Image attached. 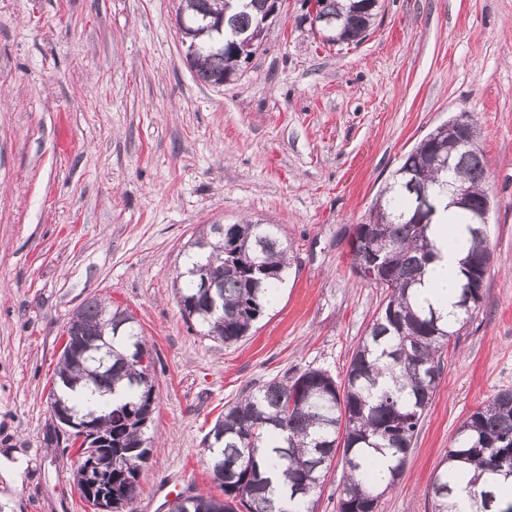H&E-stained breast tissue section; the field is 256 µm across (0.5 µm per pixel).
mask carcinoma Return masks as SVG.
Listing matches in <instances>:
<instances>
[{"label": "carcinoma", "instance_id": "1", "mask_svg": "<svg viewBox=\"0 0 512 512\" xmlns=\"http://www.w3.org/2000/svg\"><path fill=\"white\" fill-rule=\"evenodd\" d=\"M336 16L332 44L361 43L381 6L374 0H325ZM268 0H183L178 26L186 61L199 79L215 84L236 74L260 45L258 20ZM224 19V28L212 18ZM450 159L436 156L448 141V126L430 131L405 154L378 192L367 215L368 231L349 240L352 259L380 255L392 279L376 284L384 297L367 336L353 351L338 382L326 371L307 369L290 379L273 378L224 408L207 434L206 464L224 498L183 496L171 512H315V494L337 450L345 479L339 512H378L402 474L443 371V353L480 309L493 262L489 235L469 225L471 245L462 262L457 316L449 321L431 303L418 301L427 265L435 257L431 224L448 187L476 201L489 198V173L478 145ZM206 267L223 317L206 318L208 291L195 287L192 270ZM290 265L278 225L260 221L212 224L188 248L176 294L181 314L203 335L230 345L248 335L281 288ZM81 332L80 352L61 354L50 396L92 436L112 438V452L99 448L91 473L78 459L75 478L83 497L100 505L101 485L112 483V512H125L136 496L149 449L145 430L156 401L148 373H135L137 356L150 355L137 321L127 310L92 298L69 320ZM386 465L388 480L373 469ZM512 479V390L498 392L459 427L452 448L428 485L433 512H456L469 497L473 512H512V498L498 497Z\"/></svg>", "mask_w": 512, "mask_h": 512}]
</instances>
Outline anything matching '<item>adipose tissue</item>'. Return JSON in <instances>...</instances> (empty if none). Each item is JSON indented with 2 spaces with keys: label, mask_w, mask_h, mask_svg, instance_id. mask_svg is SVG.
I'll return each mask as SVG.
<instances>
[{
  "label": "adipose tissue",
  "mask_w": 512,
  "mask_h": 512,
  "mask_svg": "<svg viewBox=\"0 0 512 512\" xmlns=\"http://www.w3.org/2000/svg\"><path fill=\"white\" fill-rule=\"evenodd\" d=\"M456 209L438 208L433 237L436 256L424 276L423 295L442 312L454 314L457 286L461 278V261L470 237L467 225L455 223Z\"/></svg>",
  "instance_id": "obj_1"
}]
</instances>
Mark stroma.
Instances as JSON below:
<instances>
[{
  "instance_id": "1",
  "label": "stroma",
  "mask_w": 512,
  "mask_h": 512,
  "mask_svg": "<svg viewBox=\"0 0 512 512\" xmlns=\"http://www.w3.org/2000/svg\"><path fill=\"white\" fill-rule=\"evenodd\" d=\"M180 0H0V512H94L55 438L49 394L87 300L128 309L156 409L132 512L216 495L206 435L264 381L343 380L381 289L352 266L402 157L474 116L490 174L494 262L443 356L404 473L379 512H432L427 483L458 428L512 390V0H384L358 46L326 44L285 0L221 86L188 67ZM278 225L287 281L234 345L186 321L175 277L203 224Z\"/></svg>"
}]
</instances>
